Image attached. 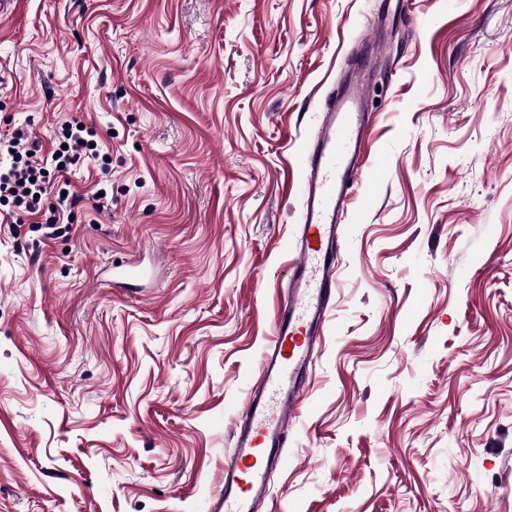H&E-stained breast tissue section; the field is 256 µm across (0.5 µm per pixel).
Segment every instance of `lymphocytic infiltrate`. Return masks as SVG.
Wrapping results in <instances>:
<instances>
[{"label":"lymphocytic infiltrate","instance_id":"lymphocytic-infiltrate-1","mask_svg":"<svg viewBox=\"0 0 512 512\" xmlns=\"http://www.w3.org/2000/svg\"><path fill=\"white\" fill-rule=\"evenodd\" d=\"M98 132L91 126L69 122L65 128V144L52 151L30 141L24 128H16L11 137L0 139V192H9L14 210L11 218L22 224L29 219H44L47 228H54L67 210L78 204L74 195L57 196L55 204L42 207L51 174L66 177L74 167L88 162L110 165L109 155L99 154L95 142Z\"/></svg>","mask_w":512,"mask_h":512}]
</instances>
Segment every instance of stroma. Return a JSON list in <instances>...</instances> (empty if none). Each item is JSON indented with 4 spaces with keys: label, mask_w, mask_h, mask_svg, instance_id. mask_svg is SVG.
<instances>
[{
    "label": "stroma",
    "mask_w": 512,
    "mask_h": 512,
    "mask_svg": "<svg viewBox=\"0 0 512 512\" xmlns=\"http://www.w3.org/2000/svg\"><path fill=\"white\" fill-rule=\"evenodd\" d=\"M366 84L325 340L262 512H512V0H20L0 138L94 125L0 223V512H210L325 98ZM106 187V198L96 196ZM137 258L145 291L116 288ZM82 125V128H78ZM99 137L93 126H87L79 119H72L65 128V141L53 151L41 153L42 145L38 141L29 142L28 132L17 127L10 138L0 139V192H9L12 197L14 210L13 221L6 224H25L26 219L43 218L45 222L35 221V224H46L47 229H55L65 212L75 207L80 198L70 195L67 188L60 187L57 191L56 204H52L42 212L41 202L47 195V185L50 186V169L58 174L55 179L63 178V183L68 186V175L74 167L84 163L101 161V167L112 163V158L107 153L100 156L97 150ZM94 143V146H91ZM63 144L67 148H63ZM14 150V153H11ZM33 152V155H29ZM34 177V182L30 178ZM23 181V184H19ZM67 194L62 196V191ZM48 212V213H47ZM15 220V221H14Z\"/></svg>",
    "instance_id": "35a3bbf8"
}]
</instances>
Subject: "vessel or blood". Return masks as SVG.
<instances>
[{"label": "vessel or blood", "mask_w": 512, "mask_h": 512, "mask_svg": "<svg viewBox=\"0 0 512 512\" xmlns=\"http://www.w3.org/2000/svg\"><path fill=\"white\" fill-rule=\"evenodd\" d=\"M363 95L360 81L330 93L324 121L303 161V221L292 258L278 273L286 292L261 352L259 381L245 411L232 422L233 452L224 459L223 492L215 512H260L269 496L268 473L286 459L288 432L301 414L303 381L316 363L332 307L339 227L363 166Z\"/></svg>", "instance_id": "b4317fda"}]
</instances>
